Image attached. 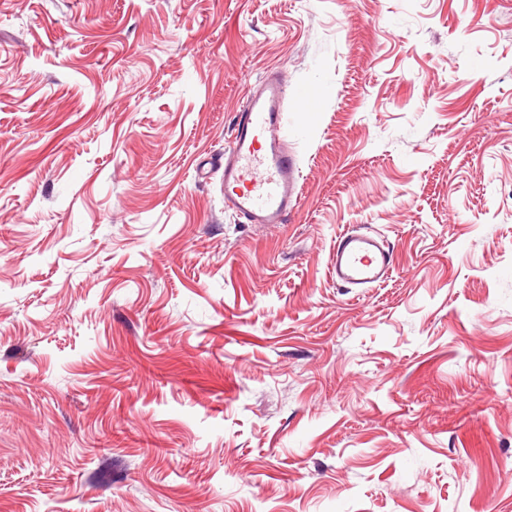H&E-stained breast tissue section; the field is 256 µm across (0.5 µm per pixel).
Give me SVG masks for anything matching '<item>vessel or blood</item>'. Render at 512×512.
I'll list each match as a JSON object with an SVG mask.
<instances>
[{
	"instance_id": "b4317fda",
	"label": "vessel or blood",
	"mask_w": 512,
	"mask_h": 512,
	"mask_svg": "<svg viewBox=\"0 0 512 512\" xmlns=\"http://www.w3.org/2000/svg\"><path fill=\"white\" fill-rule=\"evenodd\" d=\"M287 99V85L273 75L235 116L224 157V204L251 224L286 223L298 203V162L282 135ZM330 269L338 283L367 290L390 275L392 256L383 239L354 230L340 236Z\"/></svg>"
}]
</instances>
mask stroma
I'll return each instance as SVG.
<instances>
[{
  "label": "stroma",
  "instance_id": "obj_1",
  "mask_svg": "<svg viewBox=\"0 0 512 512\" xmlns=\"http://www.w3.org/2000/svg\"><path fill=\"white\" fill-rule=\"evenodd\" d=\"M0 512H512V0H0ZM287 100V85L271 75L235 116L224 205L250 224H285L298 203V162L282 135ZM392 266L385 241L359 230L341 235L331 253L332 276L336 282L352 288L377 287L390 275Z\"/></svg>",
  "mask_w": 512,
  "mask_h": 512
}]
</instances>
